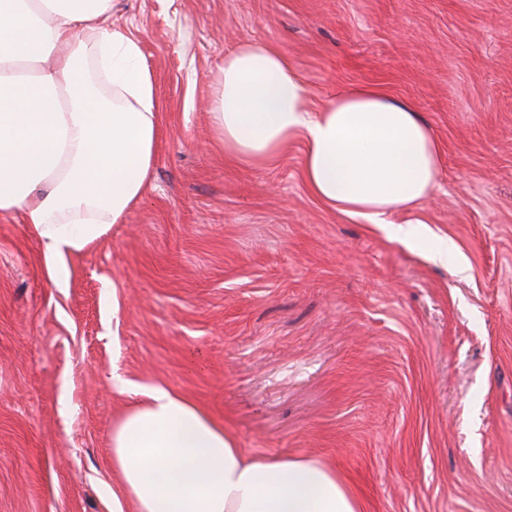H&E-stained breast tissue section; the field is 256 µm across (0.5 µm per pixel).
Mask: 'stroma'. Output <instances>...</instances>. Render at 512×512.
<instances>
[{
    "instance_id": "1",
    "label": "stroma",
    "mask_w": 512,
    "mask_h": 512,
    "mask_svg": "<svg viewBox=\"0 0 512 512\" xmlns=\"http://www.w3.org/2000/svg\"><path fill=\"white\" fill-rule=\"evenodd\" d=\"M159 101L145 194L54 285L0 217V512H113L112 424L162 386L250 457L336 469L364 512H512V0H114ZM245 40L306 105L358 86L438 139L386 225L309 190L305 142L228 156L207 103Z\"/></svg>"
}]
</instances>
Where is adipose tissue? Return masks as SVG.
<instances>
[{
    "label": "adipose tissue",
    "mask_w": 512,
    "mask_h": 512,
    "mask_svg": "<svg viewBox=\"0 0 512 512\" xmlns=\"http://www.w3.org/2000/svg\"><path fill=\"white\" fill-rule=\"evenodd\" d=\"M112 7L0 0V215H21L59 288L65 256L122 221L154 159L153 81ZM209 111L225 152L254 167L303 138L311 193L372 224L438 183V142L411 104L357 87L309 110L294 63L270 43L225 54ZM112 472L131 512H362L335 470L247 457L223 422L161 386L113 422Z\"/></svg>",
    "instance_id": "obj_1"
}]
</instances>
